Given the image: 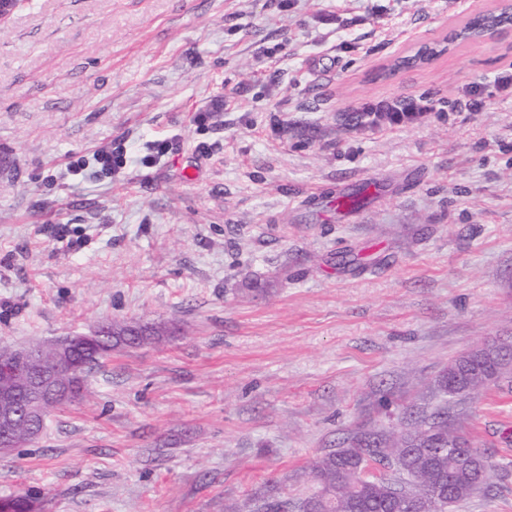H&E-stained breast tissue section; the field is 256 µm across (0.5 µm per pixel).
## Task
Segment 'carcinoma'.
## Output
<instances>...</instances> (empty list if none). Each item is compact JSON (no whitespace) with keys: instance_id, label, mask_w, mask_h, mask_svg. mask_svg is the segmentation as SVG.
Listing matches in <instances>:
<instances>
[{"instance_id":"carcinoma-1","label":"carcinoma","mask_w":512,"mask_h":512,"mask_svg":"<svg viewBox=\"0 0 512 512\" xmlns=\"http://www.w3.org/2000/svg\"><path fill=\"white\" fill-rule=\"evenodd\" d=\"M158 329L145 325L141 335L131 338L116 334L94 352L83 379L82 397L89 395V377L112 356V350L122 346L149 344ZM501 363L491 356L473 368L448 363L440 376L442 388L453 381L457 389L450 396L479 392ZM459 441L474 449L470 434L448 421L446 412L436 413L413 432L399 431L371 439L363 435L352 438L347 448H338L315 461L311 468L312 486L301 496L290 499L276 484L254 496L253 512H411L408 504L420 500L423 512H448V505L439 501L435 491L439 485L452 483V502L472 495L471 486L478 480L489 483L491 465L487 459L470 470L459 467L458 455L448 444ZM402 460L400 469L386 468V462ZM7 512H34V500L26 494L0 498V509Z\"/></svg>"}]
</instances>
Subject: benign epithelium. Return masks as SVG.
I'll return each mask as SVG.
<instances>
[{
	"label": "benign epithelium",
	"mask_w": 512,
	"mask_h": 512,
	"mask_svg": "<svg viewBox=\"0 0 512 512\" xmlns=\"http://www.w3.org/2000/svg\"><path fill=\"white\" fill-rule=\"evenodd\" d=\"M485 21L469 29L450 28L438 41L422 42L410 60L427 64L446 54L459 41L497 40L512 32V0H499L497 7L483 13ZM112 323L95 326L87 333L67 336L43 345L50 350L52 362L29 348L0 352V453L27 446L37 439L44 424V407L51 401L65 404L80 401L74 370L87 363L90 349L112 340ZM28 421L26 440L16 442L19 418Z\"/></svg>",
	"instance_id": "obj_1"
}]
</instances>
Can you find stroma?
Segmentation results:
<instances>
[{
	"mask_svg": "<svg viewBox=\"0 0 512 512\" xmlns=\"http://www.w3.org/2000/svg\"><path fill=\"white\" fill-rule=\"evenodd\" d=\"M496 5L27 0L0 25V346L102 321L162 332L115 349L87 400L0 456V498L224 512L272 478L309 485L360 430L444 407L493 465L490 492L449 512H512V367L475 395L437 386L512 338V98L448 109L512 66V35L372 77ZM402 97L435 109L348 120ZM115 139L120 176L66 171ZM158 139L171 153L144 166ZM354 192L362 206L336 214Z\"/></svg>",
	"mask_w": 512,
	"mask_h": 512,
	"instance_id": "stroma-1",
	"label": "stroma"
}]
</instances>
